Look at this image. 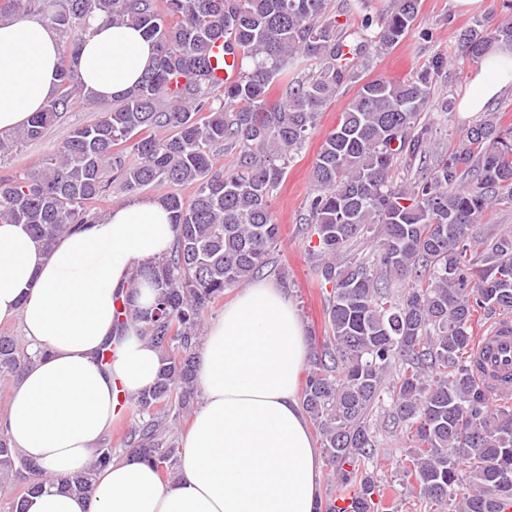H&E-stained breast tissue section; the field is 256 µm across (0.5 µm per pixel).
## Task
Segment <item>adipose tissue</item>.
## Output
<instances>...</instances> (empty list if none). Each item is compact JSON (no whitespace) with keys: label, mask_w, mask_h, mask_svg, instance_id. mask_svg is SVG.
I'll return each mask as SVG.
<instances>
[{"label":"adipose tissue","mask_w":512,"mask_h":512,"mask_svg":"<svg viewBox=\"0 0 512 512\" xmlns=\"http://www.w3.org/2000/svg\"><path fill=\"white\" fill-rule=\"evenodd\" d=\"M154 56L140 29L91 20L80 45L86 92L109 101L132 88ZM58 31L39 18L0 20V134L25 125L58 91ZM512 85V45L487 51L459 103L483 111ZM170 213L156 197L113 207L105 221L62 235L43 253L23 225L0 221V323L20 320L37 356L0 425L12 447L53 482L26 512H318V456L299 404L309 341L283 288L261 280L208 325L198 351L203 389L176 478L149 463L115 459L90 496L61 479L88 462L109 432L117 397L152 388L159 354L129 324L114 341L116 293L142 264L168 254ZM116 342L112 361L99 360Z\"/></svg>","instance_id":"adipose-tissue-1"}]
</instances>
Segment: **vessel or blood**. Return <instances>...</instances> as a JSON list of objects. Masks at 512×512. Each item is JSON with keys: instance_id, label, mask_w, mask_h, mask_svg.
<instances>
[{"instance_id": "b4317fda", "label": "vessel or blood", "mask_w": 512, "mask_h": 512, "mask_svg": "<svg viewBox=\"0 0 512 512\" xmlns=\"http://www.w3.org/2000/svg\"><path fill=\"white\" fill-rule=\"evenodd\" d=\"M478 381L502 400H512V320L484 329L474 342Z\"/></svg>"}]
</instances>
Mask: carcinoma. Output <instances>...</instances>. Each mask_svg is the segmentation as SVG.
Here are the masks:
<instances>
[{
    "instance_id": "1",
    "label": "carcinoma",
    "mask_w": 512,
    "mask_h": 512,
    "mask_svg": "<svg viewBox=\"0 0 512 512\" xmlns=\"http://www.w3.org/2000/svg\"><path fill=\"white\" fill-rule=\"evenodd\" d=\"M328 0H4L0 17L39 13L65 38L63 92L13 136L0 154L41 138L83 93L74 67L95 17L131 25L156 46L138 84L115 99L93 124L72 131L41 169L0 185V221L23 224L43 251L74 228L98 221L89 204L107 192V171L125 193L166 187L161 196L175 225L163 260L129 281L116 310L115 335L130 320L145 323L158 350L154 388L130 397L138 422L130 453L173 472L178 449L169 436L172 408L191 410L198 387L197 353L205 312L224 291L252 278L281 236L270 210L287 164L316 127L319 112L371 51H387L411 30L420 0H388L378 18L336 33ZM464 56L481 61L496 43L512 44V18L492 29L478 24L459 34ZM240 74L220 83L224 56ZM318 73L295 77L300 63ZM437 60L414 76L361 82L339 122L325 136L312 170L316 195L308 206L318 243L317 274L331 285L324 335L309 336L302 408L313 421L326 465L339 482L358 488L353 512H375L377 435L369 414L390 399L392 422L410 445L403 463L419 497L444 512L459 497L460 512H512V409L492 412L489 394L473 378L470 351L475 317L512 311V233L495 232L475 255L469 229L486 210L512 202V127L496 117L467 128L448 156L431 157L428 128L418 127ZM287 96L270 105L274 83ZM167 134L159 135L157 131ZM420 155L413 180L395 187L389 174L405 150ZM138 162L129 165L124 151ZM235 154L214 167L215 156ZM197 184L186 204L172 188ZM377 238L375 252L349 257L357 238ZM414 286L396 296L392 278ZM155 291L149 309L135 306L140 280ZM32 362L11 336L0 335V372L17 376ZM112 461L101 448L64 481L91 492L95 473ZM470 492L458 496L460 472ZM18 479L23 492L0 499V512H24L43 489V470L0 438V484Z\"/></svg>"
}]
</instances>
